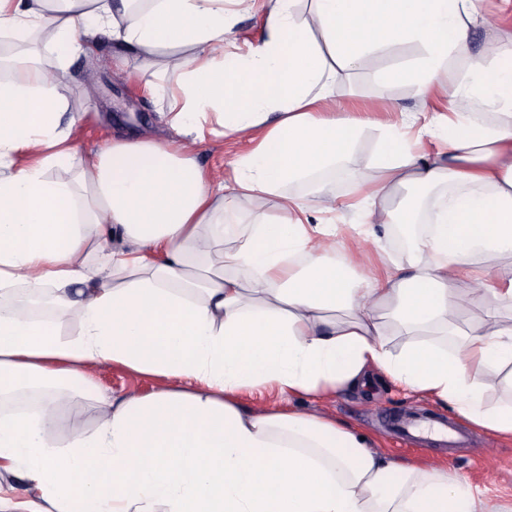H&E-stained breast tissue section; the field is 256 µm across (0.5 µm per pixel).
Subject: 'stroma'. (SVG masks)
<instances>
[{
  "mask_svg": "<svg viewBox=\"0 0 512 512\" xmlns=\"http://www.w3.org/2000/svg\"><path fill=\"white\" fill-rule=\"evenodd\" d=\"M117 51V46L111 45L100 53L76 59L59 75L61 93L70 111L84 116L75 138L78 155L84 156L105 147L119 119L136 132L155 136L167 133L159 119L156 102L142 89L150 66L136 55H129L131 78L122 83L113 82L112 56ZM336 91L347 97L348 111L374 109L381 121L387 120L392 112H443L448 107L447 99L422 98L417 87L412 85L399 82L389 87L381 86L370 70L343 76L336 83ZM250 149V143L243 138L212 139L200 146L197 160L209 170L228 175L232 172V161L246 155ZM83 372L91 380L93 389L78 393L72 411L59 416L56 422L58 440H67L96 426L99 410L94 392L140 396L155 391L161 384L158 378L137 375L118 365L94 363L85 366ZM240 401L248 409L272 410L290 405L302 412H328L380 438L382 452L420 461L428 468L448 469L491 501L512 505V443L491 438L492 453L479 459L468 449L450 448L430 441L420 446L404 445L394 433L397 418L420 412L432 420L450 421L454 415L427 398L403 391L381 372H374L371 383L363 390L338 393L322 404L305 397L290 399L270 388L242 393Z\"/></svg>",
  "mask_w": 512,
  "mask_h": 512,
  "instance_id": "obj_1",
  "label": "stroma"
}]
</instances>
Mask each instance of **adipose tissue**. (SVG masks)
<instances>
[{
    "instance_id": "adipose-tissue-1",
    "label": "adipose tissue",
    "mask_w": 512,
    "mask_h": 512,
    "mask_svg": "<svg viewBox=\"0 0 512 512\" xmlns=\"http://www.w3.org/2000/svg\"><path fill=\"white\" fill-rule=\"evenodd\" d=\"M133 2L0 0V35L46 30L53 55L0 82V294L49 286L80 319L66 340L61 318L0 301V394L82 379L90 362L171 385L101 397L95 429L63 442L55 424L73 398L1 415L0 468L23 492L0 497V512H496L457 474L384 455L357 427L257 413L239 395L323 398L376 369L512 441V322L499 313L512 303L501 266L512 256V37L498 16L475 0H310L303 14L298 0H272L264 38L241 56L225 37L255 0ZM106 41L153 62L144 90L166 104L172 134L119 129L79 159L57 74ZM407 42L420 56L380 82L450 106L403 113L382 134L356 212L363 247L336 256V227L317 217L343 203L325 186L283 196L277 214L225 239L263 195L346 165L369 121L342 117L333 84ZM411 130L441 149L414 152ZM209 135L252 142L232 180L198 163ZM16 155L33 162L15 166ZM69 167L73 178L48 175ZM410 187L436 190L430 209L397 199ZM398 225L399 259L380 247ZM113 237L119 249L90 265ZM467 272L485 311L464 324L448 283ZM496 384L511 395L491 406Z\"/></svg>"
}]
</instances>
